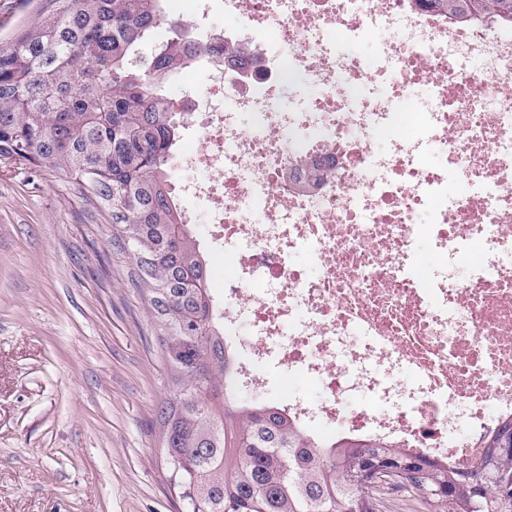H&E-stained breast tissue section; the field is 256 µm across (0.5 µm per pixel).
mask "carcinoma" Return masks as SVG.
<instances>
[{"label":"carcinoma","mask_w":512,"mask_h":512,"mask_svg":"<svg viewBox=\"0 0 512 512\" xmlns=\"http://www.w3.org/2000/svg\"><path fill=\"white\" fill-rule=\"evenodd\" d=\"M167 0H46L40 21L0 47V161L62 172L112 225L160 330L173 398L160 414L166 464L194 512H378V488L413 489L434 512H497L512 492V419L466 471L392 441L311 437L274 403L224 398V345L200 246L166 170L184 112L166 92L183 71L260 70L245 45L203 41ZM454 22L512 28V0H430ZM169 38L153 43L157 30Z\"/></svg>","instance_id":"obj_1"}]
</instances>
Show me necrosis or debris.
<instances>
[{
    "label": "necrosis or debris",
    "instance_id": "1",
    "mask_svg": "<svg viewBox=\"0 0 512 512\" xmlns=\"http://www.w3.org/2000/svg\"><path fill=\"white\" fill-rule=\"evenodd\" d=\"M224 10L241 20L227 40L262 70L214 69L187 95L197 147L174 189L206 203L219 253L238 260L224 283L235 390L264 395L272 369L310 381L280 398L307 432L340 426L470 469L512 415V29L425 0ZM372 31L373 60L348 51ZM297 82L316 95L284 96Z\"/></svg>",
    "mask_w": 512,
    "mask_h": 512
}]
</instances>
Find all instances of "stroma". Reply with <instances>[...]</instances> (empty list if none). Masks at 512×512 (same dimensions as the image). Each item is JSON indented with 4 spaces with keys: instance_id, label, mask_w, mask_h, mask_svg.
Segmentation results:
<instances>
[{
    "instance_id": "1",
    "label": "stroma",
    "mask_w": 512,
    "mask_h": 512,
    "mask_svg": "<svg viewBox=\"0 0 512 512\" xmlns=\"http://www.w3.org/2000/svg\"><path fill=\"white\" fill-rule=\"evenodd\" d=\"M43 0H0V45ZM68 177L0 164V512H182L160 331Z\"/></svg>"
}]
</instances>
